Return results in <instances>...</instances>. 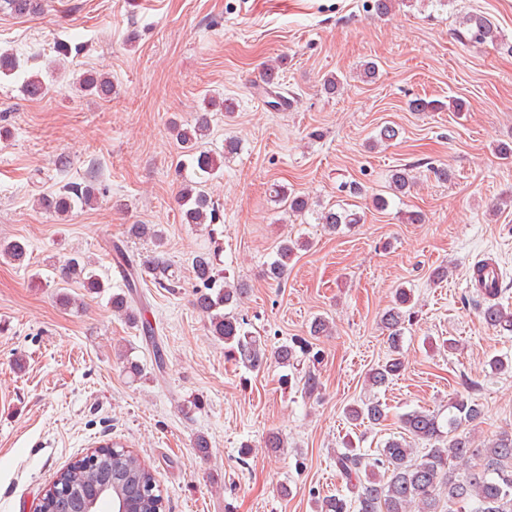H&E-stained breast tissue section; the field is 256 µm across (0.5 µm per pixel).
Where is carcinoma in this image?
Listing matches in <instances>:
<instances>
[{"instance_id":"1","label":"carcinoma","mask_w":512,"mask_h":512,"mask_svg":"<svg viewBox=\"0 0 512 512\" xmlns=\"http://www.w3.org/2000/svg\"><path fill=\"white\" fill-rule=\"evenodd\" d=\"M34 0H0V11L24 14L33 8ZM462 38L489 42L495 47L512 52V44L503 39L496 27L483 15L475 13L463 17ZM279 66L270 64L266 71V94L275 101L272 106H283L287 99L278 92ZM84 86L98 95L112 94V82L103 76L89 74ZM177 141L184 149L187 162L197 180L183 183L178 196L182 221L186 224H212L218 219V208L206 191V183L213 179L224 166V160L241 150L240 141L224 140V151L216 152L202 146L209 131L208 113L197 116L190 128L173 126ZM413 184L411 169L400 168L391 174V187L396 194L406 193ZM274 197L298 216L311 211L309 199L290 193L284 187H272ZM95 188L91 185H65L56 193L38 197L42 209L58 214H67L74 208L86 207L96 202ZM317 223L334 232L342 225L358 224L361 216L344 207L323 208L315 211ZM128 236L134 239H149L157 247L143 264L138 266L126 257L121 248H116V257L123 260L128 272L123 290L110 297L112 312L129 323L141 328L148 337L155 354L157 369L163 368L160 346L149 321L134 307L140 278L147 272L161 288H174L180 277L162 251L164 233L153 224H131ZM302 243L284 240L277 247L275 257L267 263L265 277L273 283H281L288 265ZM0 257L23 264L27 258V244L19 240L0 241ZM219 254L209 249L197 253L192 259L195 278L194 302L196 308L207 318V329L211 335L224 342V355L248 370H259L269 358L282 364L297 360L296 345L268 348L267 343L252 335L244 322L233 312L234 306L243 297L242 284L230 281L218 269ZM59 279L67 283L73 279L91 293L105 290L103 279L90 270V264L78 257L69 259L60 269ZM413 303L412 291L399 288L395 291L393 306L382 316L388 330L390 357L375 367L367 376L371 388L389 384L404 368L400 357L403 328L409 319ZM480 315L484 322L499 332L512 333V310L499 302L482 303ZM301 391L312 397L321 389L319 376L310 370L299 380ZM347 418L370 426L381 424L387 417L386 407L377 399H370L346 408ZM483 417V408L478 401L468 398L456 399L448 405V420L423 409H415L401 418L403 435L392 437L373 455L359 452L346 443L336 449L335 463L341 477L351 489L353 499L343 495L327 496L314 502L316 512H441L442 499H448V512H512V430H503L494 438L473 445L466 427ZM426 443L428 448L418 452L415 443ZM58 484L67 490L45 496L48 512H84L88 498L107 487L121 500L129 512H157L163 502L161 490L155 476L141 457L127 448H118L112 455H104L96 465L88 466L76 461L57 476Z\"/></svg>"}]
</instances>
